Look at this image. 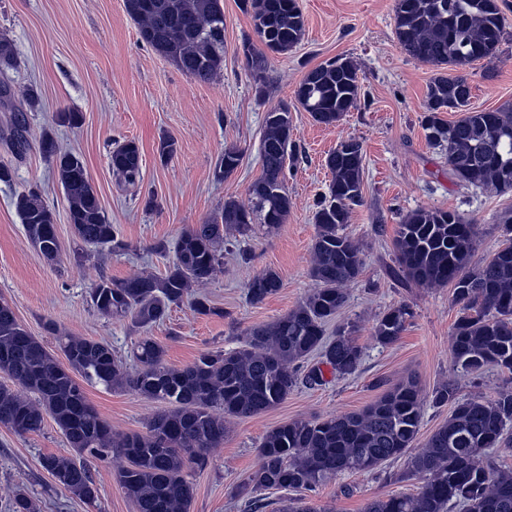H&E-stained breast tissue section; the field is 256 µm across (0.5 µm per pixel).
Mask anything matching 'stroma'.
<instances>
[{
  "label": "stroma",
  "instance_id": "1",
  "mask_svg": "<svg viewBox=\"0 0 512 512\" xmlns=\"http://www.w3.org/2000/svg\"><path fill=\"white\" fill-rule=\"evenodd\" d=\"M223 3L224 69L211 82L198 83L141 41L125 0H0V36L12 40L17 53L15 68L0 75L13 93L0 102V163L13 169L11 182H0V299L46 343L54 341L44 329L51 321L70 335L109 344L130 369L137 334L127 321L102 317L90 303L89 288L102 275L123 280L142 272L164 273L174 257L169 247L184 228L210 219L226 199L248 201L249 188L261 174L268 106L293 102L306 72L326 60L344 56L358 66L361 101L340 122L325 126L307 112L293 113L297 158L286 171L293 207L285 223L274 230L252 225L247 235L225 246L224 272L205 290L211 314H197L186 301L172 307L148 334L164 347L167 364L181 368L203 351L238 347L249 328L294 309L316 286L310 275L314 213L331 180L325 159L353 137L364 150V202L353 209L345 232L359 244L363 267L348 283L347 303L326 333L354 323L360 366L344 378L326 375L319 386L298 385L260 415L231 420L221 447L204 466L188 471L194 484L191 512H245L236 487L257 468L263 436L284 421L361 410L410 376L427 394L448 382L457 384L465 398L512 390V375L496 368L478 375L456 368L451 337L460 306L452 288L403 286L391 274L395 229L409 211L441 208L476 225L475 266L500 248L497 217L512 211V191L460 183L446 157L427 143L420 119L436 69L401 51L394 32L396 0H298L305 33L288 54L270 55L264 100L256 95L243 53L245 42L258 40L252 17L241 10L240 0ZM498 3L506 17L499 51L466 69L471 105L478 110L512 105V0ZM30 88L37 90L39 103L26 113L29 147L19 156L11 147V108L24 103ZM63 111L82 113V123L58 124L56 116ZM46 131L82 159L123 249L93 248L82 266L70 263L79 242L67 221L62 188L38 149ZM164 136L177 142L174 157L165 163L158 155ZM125 140L135 141L141 152L142 177L135 188L121 184L110 166L112 148ZM232 146L241 151V163L231 176L216 179L215 166ZM30 187L56 213L60 258L54 266L39 257L13 205L15 194ZM160 243L166 252H157ZM244 251L249 260L241 259ZM267 269L278 273L279 291L250 302V280ZM401 302L414 316L395 346H380L375 322ZM84 391L117 434L144 431L160 408L131 390L88 385ZM70 453L53 420L24 435L0 426V512H12L16 489L24 490L34 512H135L116 479L117 461L98 462L95 503L82 502L57 485L40 460ZM405 467L401 457L380 472L337 477L311 493L310 503L318 510L363 512L373 498L416 493L420 480L393 479Z\"/></svg>",
  "mask_w": 512,
  "mask_h": 512
}]
</instances>
